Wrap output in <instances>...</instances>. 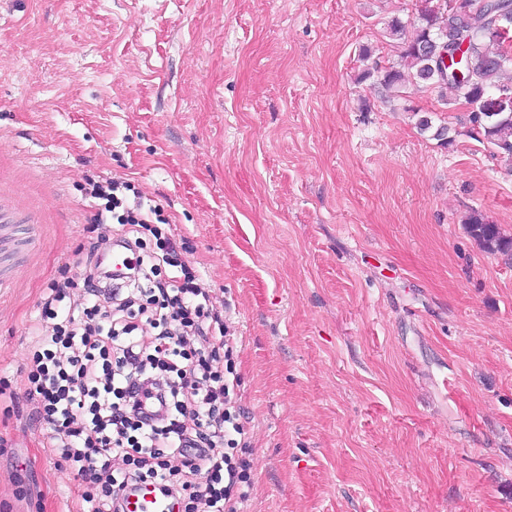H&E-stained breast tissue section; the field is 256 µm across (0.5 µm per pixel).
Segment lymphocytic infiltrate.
<instances>
[{"mask_svg":"<svg viewBox=\"0 0 512 512\" xmlns=\"http://www.w3.org/2000/svg\"><path fill=\"white\" fill-rule=\"evenodd\" d=\"M86 193V259L46 284L25 381L0 382V399L28 406L81 482L80 512H123L140 485L178 512H243L250 431L223 310L134 182Z\"/></svg>","mask_w":512,"mask_h":512,"instance_id":"1","label":"lymphocytic infiltrate"}]
</instances>
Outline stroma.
<instances>
[{"mask_svg":"<svg viewBox=\"0 0 512 512\" xmlns=\"http://www.w3.org/2000/svg\"><path fill=\"white\" fill-rule=\"evenodd\" d=\"M423 0H0V378L87 243L86 176L163 206L217 302L251 445L247 512H512V163L448 89L362 79ZM454 131L444 146L420 117ZM0 512L77 483L0 407ZM467 230L484 252L512 260V236L505 234L499 225L490 224L480 214L473 213L468 218Z\"/></svg>","mask_w":512,"mask_h":512,"instance_id":"stroma-1","label":"stroma"}]
</instances>
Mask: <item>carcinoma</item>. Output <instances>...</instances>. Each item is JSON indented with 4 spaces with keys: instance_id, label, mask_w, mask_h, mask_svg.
I'll list each match as a JSON object with an SVG mask.
<instances>
[{
    "instance_id": "cac0c4a2",
    "label": "carcinoma",
    "mask_w": 512,
    "mask_h": 512,
    "mask_svg": "<svg viewBox=\"0 0 512 512\" xmlns=\"http://www.w3.org/2000/svg\"><path fill=\"white\" fill-rule=\"evenodd\" d=\"M496 19L486 15L483 0H425L411 35L406 25L393 19L387 25L390 39L397 41L400 61L381 65L372 60L363 78L377 76L388 90H399L407 81L424 87H449L454 100L468 108L470 132L485 142L492 152L512 159V80L503 75L512 67V0H502ZM460 42L448 50V56L467 42L469 61L445 65L442 51L448 36ZM419 129H435L434 138L451 142L449 129L433 127L432 118L419 119ZM470 236L491 255L512 260V236L479 214L468 218Z\"/></svg>"
}]
</instances>
